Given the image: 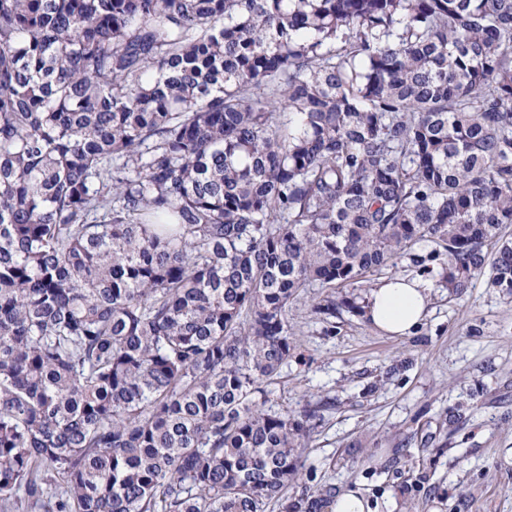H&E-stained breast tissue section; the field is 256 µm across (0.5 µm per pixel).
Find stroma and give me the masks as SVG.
Listing matches in <instances>:
<instances>
[{
    "mask_svg": "<svg viewBox=\"0 0 512 512\" xmlns=\"http://www.w3.org/2000/svg\"><path fill=\"white\" fill-rule=\"evenodd\" d=\"M431 250L420 242L396 269L429 293L410 336L348 312L328 326L315 288L291 304L293 349L266 407L319 413L288 497L332 486L376 512H512V299L484 274L449 293L439 262H415Z\"/></svg>",
    "mask_w": 512,
    "mask_h": 512,
    "instance_id": "obj_1",
    "label": "stroma"
}]
</instances>
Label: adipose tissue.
<instances>
[{
	"label": "adipose tissue",
	"instance_id": "1",
	"mask_svg": "<svg viewBox=\"0 0 512 512\" xmlns=\"http://www.w3.org/2000/svg\"><path fill=\"white\" fill-rule=\"evenodd\" d=\"M428 290L418 279L395 277L374 288L365 307V318L393 336L411 334L422 323Z\"/></svg>",
	"mask_w": 512,
	"mask_h": 512
}]
</instances>
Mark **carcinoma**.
<instances>
[{
	"mask_svg": "<svg viewBox=\"0 0 512 512\" xmlns=\"http://www.w3.org/2000/svg\"><path fill=\"white\" fill-rule=\"evenodd\" d=\"M504 224L512 0H0V512H317L299 290Z\"/></svg>",
	"mask_w": 512,
	"mask_h": 512,
	"instance_id": "cac0c4a2",
	"label": "carcinoma"
}]
</instances>
